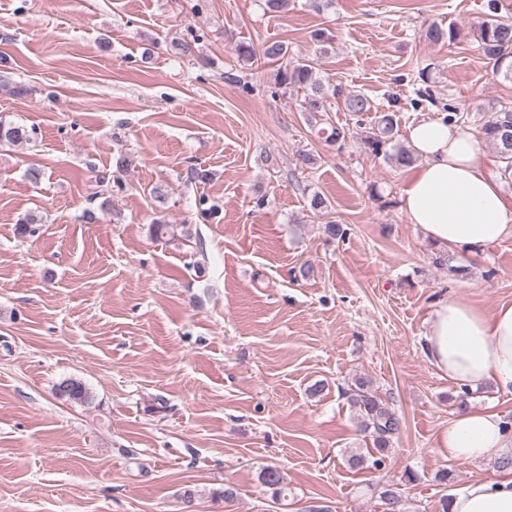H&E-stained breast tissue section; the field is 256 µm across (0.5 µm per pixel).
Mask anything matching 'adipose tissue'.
<instances>
[{"label": "adipose tissue", "mask_w": 512, "mask_h": 512, "mask_svg": "<svg viewBox=\"0 0 512 512\" xmlns=\"http://www.w3.org/2000/svg\"><path fill=\"white\" fill-rule=\"evenodd\" d=\"M408 140L420 164L400 191L409 223L439 248L472 249L512 237V204L483 170L475 134L439 119L419 120ZM429 363L450 383L490 384L512 394V304L492 313L463 298L441 301L423 338ZM448 461L512 455V423L496 404L457 413L437 445ZM449 512H512V469L456 489Z\"/></svg>", "instance_id": "1"}]
</instances>
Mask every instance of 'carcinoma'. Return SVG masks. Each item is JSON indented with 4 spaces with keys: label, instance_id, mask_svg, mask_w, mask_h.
Segmentation results:
<instances>
[{
    "label": "carcinoma",
    "instance_id": "1",
    "mask_svg": "<svg viewBox=\"0 0 512 512\" xmlns=\"http://www.w3.org/2000/svg\"><path fill=\"white\" fill-rule=\"evenodd\" d=\"M475 38L483 57L494 74L512 80V21H488L474 30ZM459 36L454 28H444L431 24L425 30V38L433 43L453 42ZM235 51L243 60L250 63L261 60H281L287 54V48L280 41L265 42L259 46L241 42L235 45ZM317 59H297L288 61L277 70L275 85L304 91V111L309 116H317L327 111L330 97H344L347 111L359 115L372 110V103L365 95L357 92L344 93L342 88L327 87L316 77ZM398 118L394 112L384 113L378 120L374 131L361 138L363 150L381 157L393 166L405 169L418 162L413 149L399 143ZM35 127L23 125L4 126L0 124V143L20 144L32 139ZM480 136L492 145L501 163L500 171L504 179L512 178V106L503 107L493 113L491 119L480 127ZM56 394L76 404H89L93 400L90 389L81 380L68 378L56 387ZM351 407L356 409L359 426L373 437V449L368 454L353 453L348 457L352 468H361L367 462L379 466L389 451L392 438L400 430V420L372 392L370 382L359 378L349 395ZM262 482L274 490L276 495L284 492L283 477L275 468H266Z\"/></svg>",
    "mask_w": 512,
    "mask_h": 512
}]
</instances>
